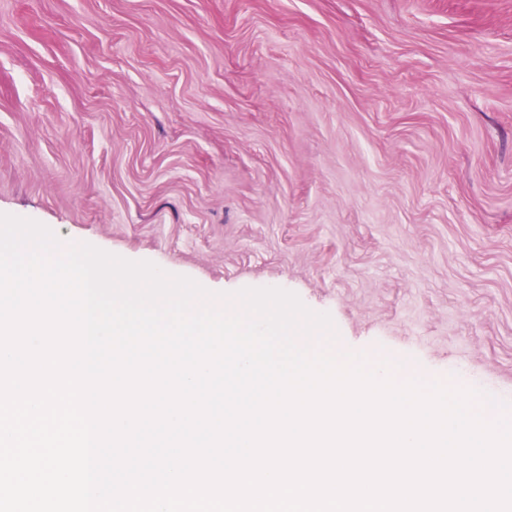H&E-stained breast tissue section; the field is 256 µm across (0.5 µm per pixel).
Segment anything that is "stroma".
Returning <instances> with one entry per match:
<instances>
[{
	"label": "stroma",
	"mask_w": 512,
	"mask_h": 512,
	"mask_svg": "<svg viewBox=\"0 0 512 512\" xmlns=\"http://www.w3.org/2000/svg\"><path fill=\"white\" fill-rule=\"evenodd\" d=\"M0 213L512 403V0H0Z\"/></svg>",
	"instance_id": "stroma-1"
}]
</instances>
